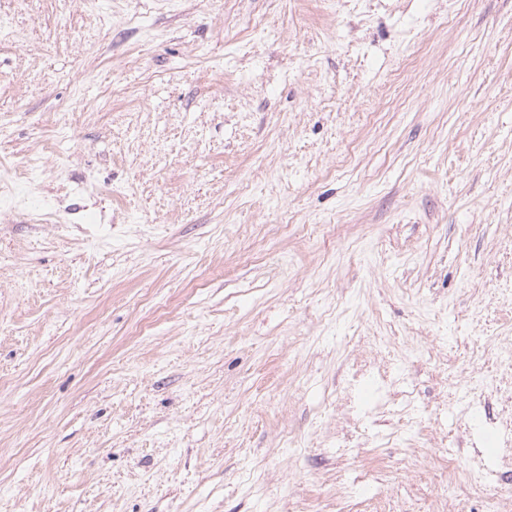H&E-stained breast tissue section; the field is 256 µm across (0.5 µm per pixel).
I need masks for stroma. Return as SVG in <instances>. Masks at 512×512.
I'll use <instances>...</instances> for the list:
<instances>
[{"instance_id":"obj_1","label":"stroma","mask_w":512,"mask_h":512,"mask_svg":"<svg viewBox=\"0 0 512 512\" xmlns=\"http://www.w3.org/2000/svg\"><path fill=\"white\" fill-rule=\"evenodd\" d=\"M0 181V512H512V0H0Z\"/></svg>"}]
</instances>
